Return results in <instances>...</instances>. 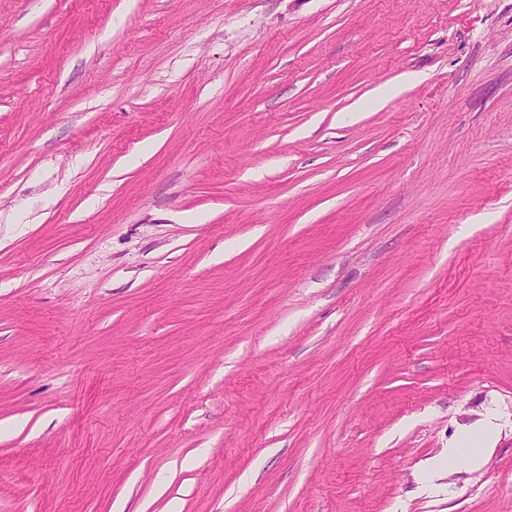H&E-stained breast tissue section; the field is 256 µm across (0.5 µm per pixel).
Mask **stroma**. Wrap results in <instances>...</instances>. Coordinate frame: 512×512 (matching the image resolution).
I'll return each mask as SVG.
<instances>
[{
	"instance_id": "stroma-1",
	"label": "stroma",
	"mask_w": 512,
	"mask_h": 512,
	"mask_svg": "<svg viewBox=\"0 0 512 512\" xmlns=\"http://www.w3.org/2000/svg\"><path fill=\"white\" fill-rule=\"evenodd\" d=\"M0 512H512V0H0Z\"/></svg>"
}]
</instances>
